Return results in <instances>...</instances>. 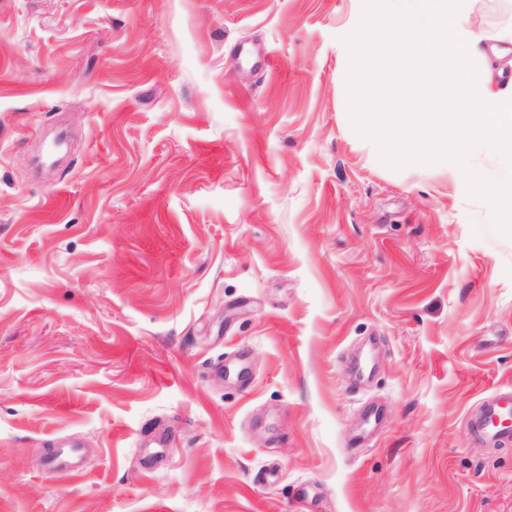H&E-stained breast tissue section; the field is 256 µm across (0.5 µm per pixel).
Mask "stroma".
<instances>
[{
	"label": "stroma",
	"mask_w": 512,
	"mask_h": 512,
	"mask_svg": "<svg viewBox=\"0 0 512 512\" xmlns=\"http://www.w3.org/2000/svg\"><path fill=\"white\" fill-rule=\"evenodd\" d=\"M362 7L0 0V512H512V237L354 130ZM512 409V388H504L496 391L488 399L483 407V411L478 422L480 430L488 437L496 441H509L512 439V418L508 419ZM505 420L510 423L504 424Z\"/></svg>",
	"instance_id": "35a3bbf8"
}]
</instances>
